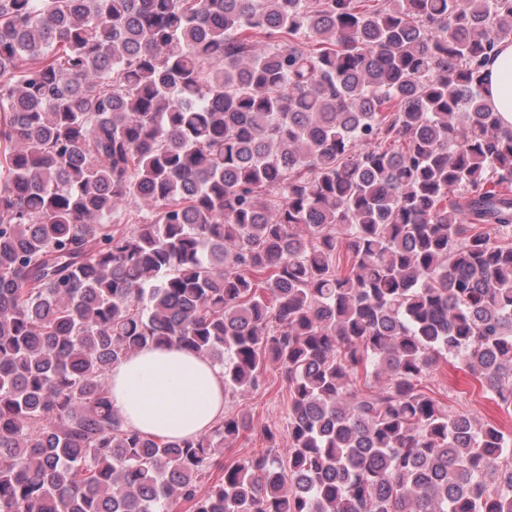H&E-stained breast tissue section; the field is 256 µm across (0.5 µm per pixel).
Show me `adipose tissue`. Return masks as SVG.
Segmentation results:
<instances>
[{
    "mask_svg": "<svg viewBox=\"0 0 512 512\" xmlns=\"http://www.w3.org/2000/svg\"><path fill=\"white\" fill-rule=\"evenodd\" d=\"M487 99L512 127V42L504 41L485 72ZM113 406L144 434L176 440L198 436L224 414V376L199 355L174 345L144 349L108 374Z\"/></svg>",
    "mask_w": 512,
    "mask_h": 512,
    "instance_id": "obj_1",
    "label": "adipose tissue"
}]
</instances>
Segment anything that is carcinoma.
<instances>
[{
    "mask_svg": "<svg viewBox=\"0 0 512 512\" xmlns=\"http://www.w3.org/2000/svg\"><path fill=\"white\" fill-rule=\"evenodd\" d=\"M0 0V512H512V0ZM175 344L286 426L124 423ZM286 443L279 452L280 442ZM488 102L498 112L502 124L512 127V42L503 41L485 71ZM423 385L431 390L428 393L442 403L448 414L463 412L512 434V412L508 414L491 400L463 364L441 360Z\"/></svg>",
    "mask_w": 512,
    "mask_h": 512,
    "instance_id": "cac0c4a2",
    "label": "carcinoma"
}]
</instances>
